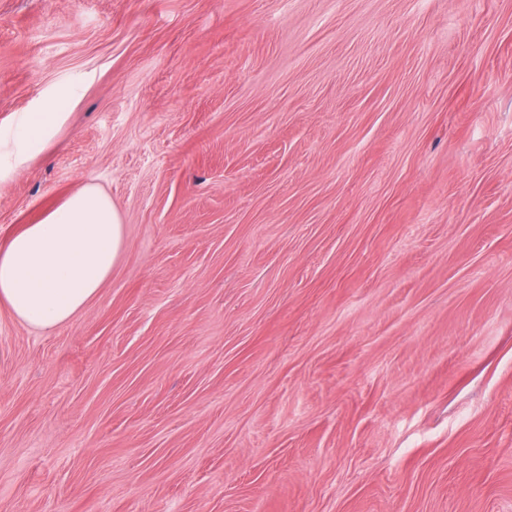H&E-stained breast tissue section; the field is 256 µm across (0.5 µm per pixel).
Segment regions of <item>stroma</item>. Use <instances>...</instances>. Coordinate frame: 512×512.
Segmentation results:
<instances>
[{"mask_svg":"<svg viewBox=\"0 0 512 512\" xmlns=\"http://www.w3.org/2000/svg\"><path fill=\"white\" fill-rule=\"evenodd\" d=\"M111 278L0 304V512H512V0H0Z\"/></svg>","mask_w":512,"mask_h":512,"instance_id":"stroma-1","label":"stroma"}]
</instances>
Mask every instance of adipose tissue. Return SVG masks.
I'll return each instance as SVG.
<instances>
[{"instance_id":"obj_1","label":"adipose tissue","mask_w":512,"mask_h":512,"mask_svg":"<svg viewBox=\"0 0 512 512\" xmlns=\"http://www.w3.org/2000/svg\"><path fill=\"white\" fill-rule=\"evenodd\" d=\"M66 119L54 110L23 113L0 129V181L26 166ZM125 227L111 197L88 184L0 241V303L44 332L84 310L110 279Z\"/></svg>"}]
</instances>
